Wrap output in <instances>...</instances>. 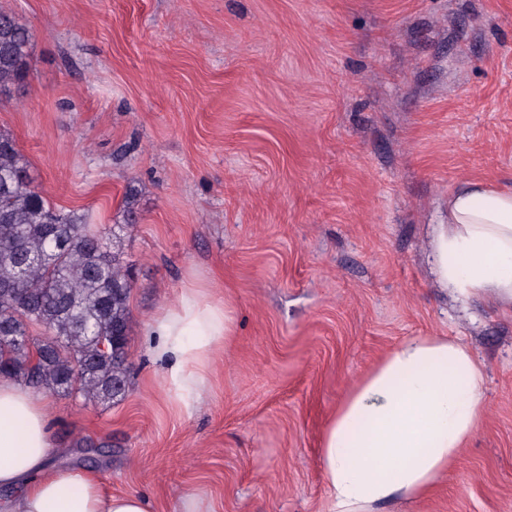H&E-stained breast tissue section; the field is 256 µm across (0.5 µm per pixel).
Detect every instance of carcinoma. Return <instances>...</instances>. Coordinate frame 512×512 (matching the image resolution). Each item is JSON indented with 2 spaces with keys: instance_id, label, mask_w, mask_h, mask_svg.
<instances>
[{
  "instance_id": "obj_1",
  "label": "carcinoma",
  "mask_w": 512,
  "mask_h": 512,
  "mask_svg": "<svg viewBox=\"0 0 512 512\" xmlns=\"http://www.w3.org/2000/svg\"><path fill=\"white\" fill-rule=\"evenodd\" d=\"M29 45L27 27L0 10L1 94L25 82ZM124 229L53 208L0 131L1 377L94 403L125 396L133 282Z\"/></svg>"
}]
</instances>
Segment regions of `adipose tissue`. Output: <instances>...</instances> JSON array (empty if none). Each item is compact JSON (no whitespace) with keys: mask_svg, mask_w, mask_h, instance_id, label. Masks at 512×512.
<instances>
[{"mask_svg":"<svg viewBox=\"0 0 512 512\" xmlns=\"http://www.w3.org/2000/svg\"><path fill=\"white\" fill-rule=\"evenodd\" d=\"M432 256L441 284L468 299L512 305V190L466 180L448 195ZM228 305L183 288L149 326L150 351L185 411L202 395L216 352L232 338ZM484 374L470 349L443 336L396 345L345 398L323 436L329 512H374L396 497L425 493L474 434L487 410ZM45 398L0 378V512H152L136 492L115 493L95 476L53 466Z\"/></svg>","mask_w":512,"mask_h":512,"instance_id":"ef3b65f1","label":"adipose tissue"}]
</instances>
